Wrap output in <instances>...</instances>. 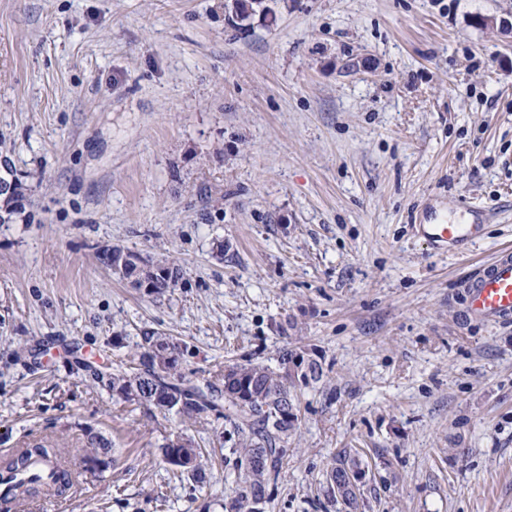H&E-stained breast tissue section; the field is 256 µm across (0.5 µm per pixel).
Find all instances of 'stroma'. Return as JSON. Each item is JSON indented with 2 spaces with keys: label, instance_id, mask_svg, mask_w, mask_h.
Returning a JSON list of instances; mask_svg holds the SVG:
<instances>
[{
  "label": "stroma",
  "instance_id": "1",
  "mask_svg": "<svg viewBox=\"0 0 512 512\" xmlns=\"http://www.w3.org/2000/svg\"><path fill=\"white\" fill-rule=\"evenodd\" d=\"M0 0V456L111 439L114 462L0 512H224L229 422L113 395L145 333L189 385L226 365L316 360L263 512H512V323L465 321L461 282L512 245V0ZM487 208L440 254L426 210ZM118 246L184 272L154 296L99 261ZM104 380L92 378V371ZM180 433L224 459L173 477ZM360 461L357 457L344 452L333 459L326 471L327 493L336 503L342 505L344 512H357L359 509L360 490L350 486L353 474L361 473Z\"/></svg>",
  "mask_w": 512,
  "mask_h": 512
}]
</instances>
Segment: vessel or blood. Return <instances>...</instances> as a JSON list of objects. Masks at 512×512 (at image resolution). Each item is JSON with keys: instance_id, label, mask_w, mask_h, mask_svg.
<instances>
[{"instance_id": "b4317fda", "label": "vessel or blood", "mask_w": 512, "mask_h": 512, "mask_svg": "<svg viewBox=\"0 0 512 512\" xmlns=\"http://www.w3.org/2000/svg\"><path fill=\"white\" fill-rule=\"evenodd\" d=\"M452 216L437 215L418 225L421 237L437 251L472 245L483 233L484 209L455 202ZM464 319L512 322V246L501 249L462 283Z\"/></svg>"}]
</instances>
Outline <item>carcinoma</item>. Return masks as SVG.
Listing matches in <instances>:
<instances>
[{
  "mask_svg": "<svg viewBox=\"0 0 512 512\" xmlns=\"http://www.w3.org/2000/svg\"><path fill=\"white\" fill-rule=\"evenodd\" d=\"M116 259L123 261L117 271L130 283L146 278L152 285L150 293L162 296L176 288L183 279V269L166 259H148L142 254L120 247L112 248ZM159 347L178 344L155 333L143 337L141 352L134 372L121 371L109 377L112 391L126 402L149 404L157 409L173 412L188 420H205L218 410L233 426L237 435L235 452L242 458L236 495L230 504L232 512H261L266 499V486L277 481L283 459L288 455V436L298 422L297 403L291 395L288 381L308 383L321 378V366L310 360L304 370H288V356H283L284 372L248 362L224 366V406L208 398L198 389L186 384L185 376L177 373L178 358L167 361L160 354L150 353L153 344ZM177 451L191 463L179 474L197 482L205 479L204 464L199 449L180 436L169 439L162 448L164 460ZM112 453V441L91 429L85 431L84 446L76 450V457L86 459ZM34 457L58 462L52 482H18L0 492V500L11 503L20 500L31 490L41 489L55 497L66 495L72 487L69 462L60 448H20L0 461V472H22ZM362 472L357 457L347 453L333 459L326 471L327 493L342 505L344 512H358L360 490L349 484L350 476Z\"/></svg>",
  "mask_w": 512,
  "mask_h": 512,
  "instance_id": "cac0c4a2",
  "label": "carcinoma"
}]
</instances>
